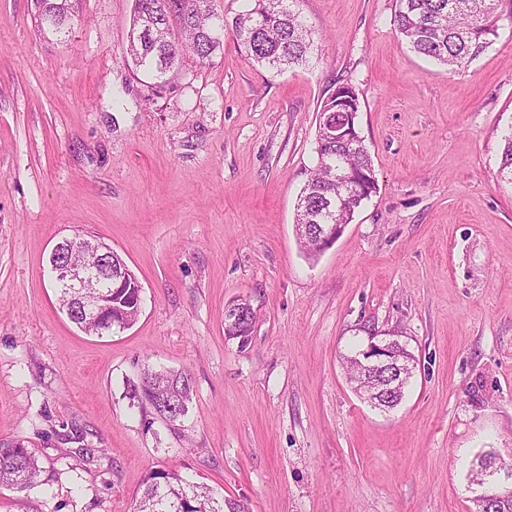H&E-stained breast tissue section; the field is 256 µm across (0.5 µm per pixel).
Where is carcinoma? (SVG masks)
<instances>
[{
    "label": "carcinoma",
    "instance_id": "obj_1",
    "mask_svg": "<svg viewBox=\"0 0 512 512\" xmlns=\"http://www.w3.org/2000/svg\"><path fill=\"white\" fill-rule=\"evenodd\" d=\"M41 26L56 33L64 30L75 12L74 0H41ZM248 8L236 15L232 30L246 57L270 67L299 65L306 61L313 44L312 31L290 8L291 0H247ZM499 0H397L394 29L425 57L449 70L478 58L496 34ZM224 14L217 0H134L126 53L139 71L162 79L180 65L186 55L204 63L224 49ZM356 87L341 83L321 106L323 112H360ZM315 165L296 208L297 224H329L336 215L344 223L376 190L370 154L363 144L345 146L316 135ZM342 168L362 178L355 188L336 182ZM499 175L512 180V133L504 137ZM59 306L79 329L96 333L121 332L141 311L142 289L132 279L121 282L104 271L99 293L104 307L101 321L85 323L84 314L64 288H57ZM254 324L253 310L237 317L225 336L246 344ZM192 380L185 372L148 368L137 383H128L127 393L141 408L182 418L184 402L192 400ZM39 459L21 439H0V487L17 490L43 485ZM134 512H249L240 500L224 498L221 490L194 484L174 471L151 472Z\"/></svg>",
    "mask_w": 512,
    "mask_h": 512
}]
</instances>
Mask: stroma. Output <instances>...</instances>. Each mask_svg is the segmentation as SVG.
I'll return each instance as SVG.
<instances>
[{
	"label": "stroma",
	"instance_id": "obj_1",
	"mask_svg": "<svg viewBox=\"0 0 512 512\" xmlns=\"http://www.w3.org/2000/svg\"><path fill=\"white\" fill-rule=\"evenodd\" d=\"M292 7L314 32L306 65L247 60L228 29L154 92L126 62L133 0H80L60 34L34 0H0V438L47 481L1 487L0 512H133L160 469L250 512H476L472 462L512 457V0L454 72L397 33L396 0ZM339 81L360 94L377 190L311 257L295 206ZM77 234L137 276L129 329L89 335L60 309L47 260ZM238 302L255 315L243 349L224 336ZM374 329L417 361L389 411L344 364ZM149 367L191 375L181 420L132 404Z\"/></svg>",
	"mask_w": 512,
	"mask_h": 512
}]
</instances>
